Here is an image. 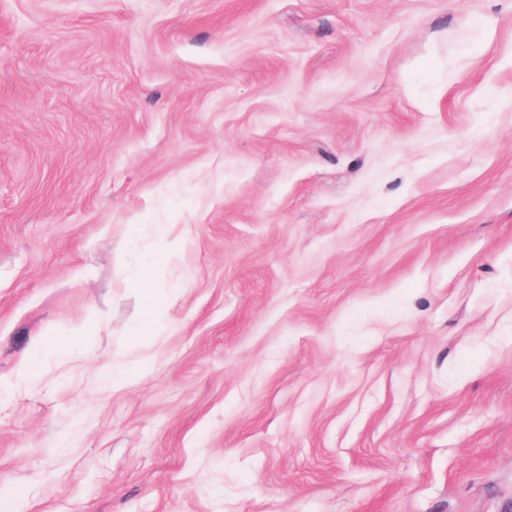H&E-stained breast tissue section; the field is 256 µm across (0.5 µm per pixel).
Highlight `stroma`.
Segmentation results:
<instances>
[{
  "mask_svg": "<svg viewBox=\"0 0 512 512\" xmlns=\"http://www.w3.org/2000/svg\"><path fill=\"white\" fill-rule=\"evenodd\" d=\"M0 384V512H512V0H0ZM139 282L143 288L145 312L142 324L150 327L154 324L160 311L159 267L149 265L139 272Z\"/></svg>",
  "mask_w": 512,
  "mask_h": 512,
  "instance_id": "35a3bbf8",
  "label": "stroma"
}]
</instances>
